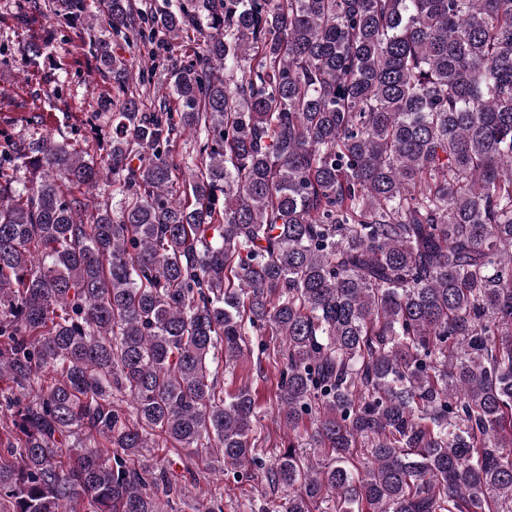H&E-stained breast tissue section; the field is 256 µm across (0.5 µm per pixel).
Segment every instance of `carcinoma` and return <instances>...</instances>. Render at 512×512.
<instances>
[{
  "mask_svg": "<svg viewBox=\"0 0 512 512\" xmlns=\"http://www.w3.org/2000/svg\"><path fill=\"white\" fill-rule=\"evenodd\" d=\"M99 2L0 43L35 64L87 19L113 93L99 163L0 133V512H164L208 456L284 512H512V0ZM185 36L142 111L164 63L113 47ZM268 333L266 467L224 374Z\"/></svg>",
  "mask_w": 512,
  "mask_h": 512,
  "instance_id": "1",
  "label": "carcinoma"
}]
</instances>
